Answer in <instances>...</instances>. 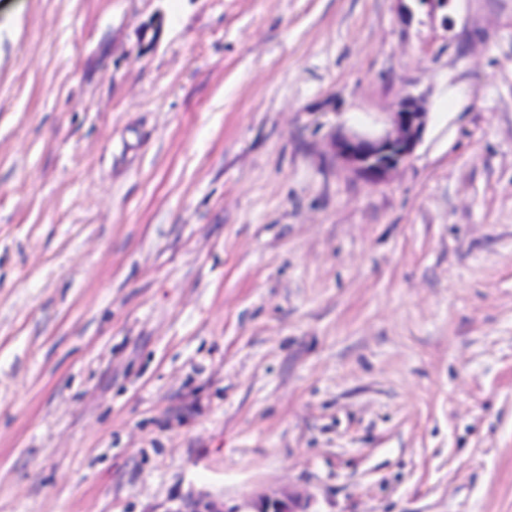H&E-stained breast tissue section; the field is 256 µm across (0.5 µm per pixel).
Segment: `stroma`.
Wrapping results in <instances>:
<instances>
[{"instance_id": "1", "label": "stroma", "mask_w": 512, "mask_h": 512, "mask_svg": "<svg viewBox=\"0 0 512 512\" xmlns=\"http://www.w3.org/2000/svg\"><path fill=\"white\" fill-rule=\"evenodd\" d=\"M289 492L512 512V0H0V512ZM427 114L419 97L407 93L390 114V130L380 135L335 134L332 156L368 183H382L412 156L425 131Z\"/></svg>"}]
</instances>
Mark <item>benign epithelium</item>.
Here are the masks:
<instances>
[{
	"label": "benign epithelium",
	"mask_w": 512,
	"mask_h": 512,
	"mask_svg": "<svg viewBox=\"0 0 512 512\" xmlns=\"http://www.w3.org/2000/svg\"><path fill=\"white\" fill-rule=\"evenodd\" d=\"M390 122L391 129L380 135L349 132L332 136L333 158L370 184L384 182L412 156L425 131L427 112L419 97L407 93L390 113ZM308 505L300 495L263 498L253 512H308Z\"/></svg>",
	"instance_id": "1"
}]
</instances>
